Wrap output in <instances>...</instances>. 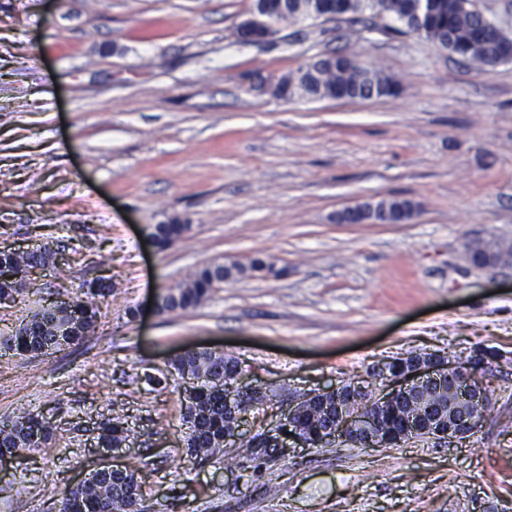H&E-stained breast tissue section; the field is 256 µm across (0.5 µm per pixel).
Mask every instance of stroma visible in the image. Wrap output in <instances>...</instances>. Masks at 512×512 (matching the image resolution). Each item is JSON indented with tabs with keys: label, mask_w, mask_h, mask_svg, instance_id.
<instances>
[{
	"label": "stroma",
	"mask_w": 512,
	"mask_h": 512,
	"mask_svg": "<svg viewBox=\"0 0 512 512\" xmlns=\"http://www.w3.org/2000/svg\"><path fill=\"white\" fill-rule=\"evenodd\" d=\"M251 5L0 0V248L68 256L0 305V338L98 275L114 285L82 342L0 361V421L37 414L55 429L0 471V512H57L99 466L98 426L118 410L136 440L111 461L138 469L147 512H512V268L466 260L472 239L512 240V62L460 61L388 18L242 44ZM333 50L397 92L277 96ZM382 198L412 202L413 218L334 220ZM175 218L189 232L158 250L152 226ZM254 257L273 270L193 310L147 308L202 266ZM188 346L238 358L283 400L412 353L499 357L469 438L274 458L237 443L199 462L167 364ZM336 220L341 224H400L398 222L382 221L376 217L370 202L347 206L336 214Z\"/></svg>",
	"instance_id": "obj_1"
}]
</instances>
